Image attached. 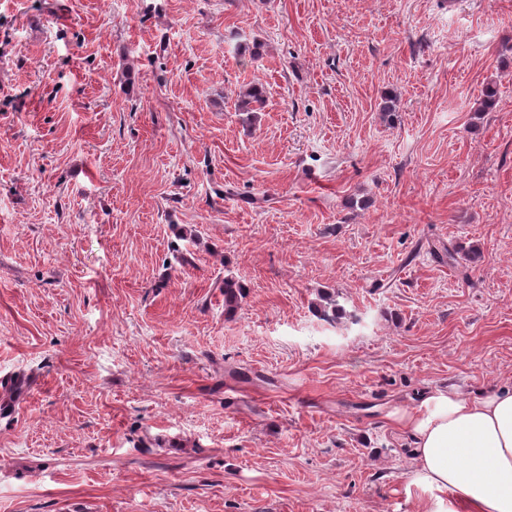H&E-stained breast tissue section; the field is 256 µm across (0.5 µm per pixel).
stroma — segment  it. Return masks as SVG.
<instances>
[{
    "label": "stroma",
    "mask_w": 512,
    "mask_h": 512,
    "mask_svg": "<svg viewBox=\"0 0 512 512\" xmlns=\"http://www.w3.org/2000/svg\"><path fill=\"white\" fill-rule=\"evenodd\" d=\"M455 2L0 0V512H416L391 412L512 385V0Z\"/></svg>",
    "instance_id": "1"
}]
</instances>
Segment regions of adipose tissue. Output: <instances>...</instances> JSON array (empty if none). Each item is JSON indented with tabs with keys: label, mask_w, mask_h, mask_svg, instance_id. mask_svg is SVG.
Instances as JSON below:
<instances>
[{
	"label": "adipose tissue",
	"mask_w": 512,
	"mask_h": 512,
	"mask_svg": "<svg viewBox=\"0 0 512 512\" xmlns=\"http://www.w3.org/2000/svg\"><path fill=\"white\" fill-rule=\"evenodd\" d=\"M393 417L409 439L418 512H512V386L435 390Z\"/></svg>",
	"instance_id": "ef3b65f1"
}]
</instances>
